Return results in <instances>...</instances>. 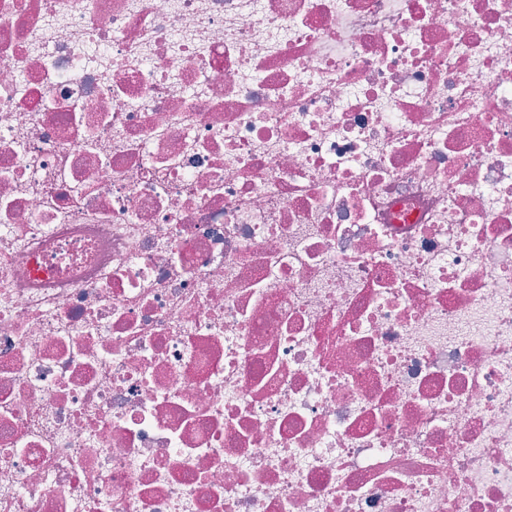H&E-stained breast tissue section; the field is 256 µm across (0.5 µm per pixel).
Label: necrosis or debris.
<instances>
[{
  "label": "necrosis or debris",
  "instance_id": "necrosis-or-debris-1",
  "mask_svg": "<svg viewBox=\"0 0 512 512\" xmlns=\"http://www.w3.org/2000/svg\"><path fill=\"white\" fill-rule=\"evenodd\" d=\"M0 512H512V0H0Z\"/></svg>",
  "mask_w": 512,
  "mask_h": 512
}]
</instances>
